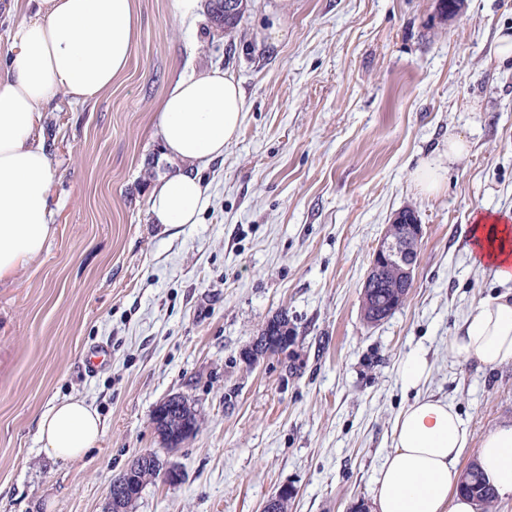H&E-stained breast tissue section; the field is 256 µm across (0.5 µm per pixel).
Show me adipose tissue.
I'll return each mask as SVG.
<instances>
[{
    "label": "adipose tissue",
    "mask_w": 512,
    "mask_h": 512,
    "mask_svg": "<svg viewBox=\"0 0 512 512\" xmlns=\"http://www.w3.org/2000/svg\"><path fill=\"white\" fill-rule=\"evenodd\" d=\"M23 13L12 30L13 57L0 71V282L45 251L52 231L48 204L53 160L40 129L41 109L57 93L86 102L111 88L128 67L138 36L135 0H13ZM238 83L214 68L179 76L161 99L155 134L173 170L149 193L152 223L193 224L209 196L200 173L224 156L243 121ZM475 262L512 281V225H473ZM459 361L494 368L512 363V296L473 305L448 341ZM429 375L425 354L407 357L402 384L414 397L395 417L392 449L375 480L374 512H476L459 487L470 431L454 403L420 393ZM103 434L98 412L75 397L51 403L38 418L43 451L75 460ZM476 460L499 499L512 501V423L481 441Z\"/></svg>",
    "instance_id": "obj_1"
}]
</instances>
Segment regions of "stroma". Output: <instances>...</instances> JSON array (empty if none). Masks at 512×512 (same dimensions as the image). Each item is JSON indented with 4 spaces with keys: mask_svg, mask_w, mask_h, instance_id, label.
Instances as JSON below:
<instances>
[{
    "mask_svg": "<svg viewBox=\"0 0 512 512\" xmlns=\"http://www.w3.org/2000/svg\"><path fill=\"white\" fill-rule=\"evenodd\" d=\"M139 37L110 89L43 107L54 162L53 232L42 256L0 284V512H105L113 479L155 452L181 482H147L130 512H262L281 486L288 512L371 503L411 400L399 371L426 351L423 390L453 402L480 442L512 420V363L448 353L470 308L512 291L466 251L475 212L512 215V0H246L231 34L173 0H136ZM219 68L244 119L203 171L197 223H150L164 172L155 112L171 81ZM463 137L466 153L428 192L413 176ZM424 226L405 305L360 317L373 247L393 215ZM287 313V356L242 352ZM104 346L91 371L86 351ZM182 396L201 420L168 450L151 423ZM85 399L104 423L84 458L48 457L49 403ZM468 448L466 462L476 450Z\"/></svg>",
    "mask_w": 512,
    "mask_h": 512,
    "instance_id": "1",
    "label": "stroma"
}]
</instances>
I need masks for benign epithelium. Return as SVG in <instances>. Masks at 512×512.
I'll use <instances>...</instances> for the list:
<instances>
[{
	"instance_id": "obj_1",
	"label": "benign epithelium",
	"mask_w": 512,
	"mask_h": 512,
	"mask_svg": "<svg viewBox=\"0 0 512 512\" xmlns=\"http://www.w3.org/2000/svg\"><path fill=\"white\" fill-rule=\"evenodd\" d=\"M422 237L423 227L416 216H406L398 212L387 224L383 236L373 250L363 283L361 318L365 324L378 323L387 319L407 301ZM386 276L391 281V287L403 289L400 304L387 308L378 316H372L369 311V288L377 279Z\"/></svg>"
}]
</instances>
